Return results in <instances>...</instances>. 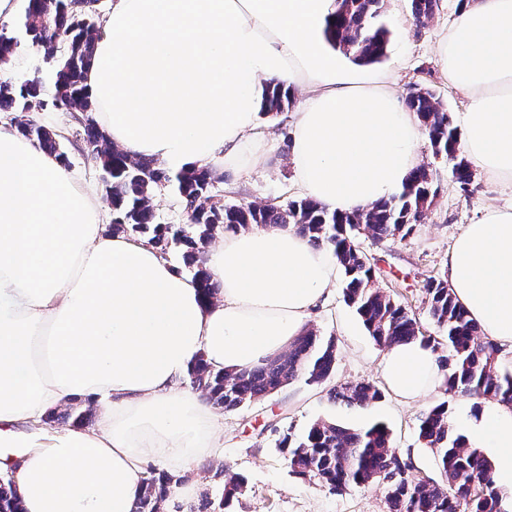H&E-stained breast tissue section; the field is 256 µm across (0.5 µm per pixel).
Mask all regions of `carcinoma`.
Listing matches in <instances>:
<instances>
[{
  "instance_id": "1",
  "label": "carcinoma",
  "mask_w": 512,
  "mask_h": 512,
  "mask_svg": "<svg viewBox=\"0 0 512 512\" xmlns=\"http://www.w3.org/2000/svg\"><path fill=\"white\" fill-rule=\"evenodd\" d=\"M383 2L336 0V12L325 29L326 39L358 63L380 62L390 36L389 29L378 23ZM409 2L411 18L423 26L439 10L440 0ZM98 3L27 0L22 29L31 46L43 51L50 65V85L40 77L1 79L0 112L23 114L52 109L71 115L73 136L94 153V161L105 174L112 232L146 234L165 255L171 245L179 247L185 267L198 279L202 298L209 302L216 298L217 285L203 267L201 253L217 230L291 225L336 258L345 276L344 299L377 346L386 350L419 339L437 353L445 391L512 404V372L499 368L501 348L481 336L479 325L458 303L447 279L433 277L424 284L428 315L443 331L441 336H426L415 314L376 286V268L360 249L361 235L373 241L403 239L422 221L437 192L430 164L415 168L398 194L362 211L340 214L307 198L285 206L227 204L223 197L212 194L216 175L210 169L172 172L151 159H130L112 146L95 119L97 106L83 85L101 24ZM19 44L17 37L0 31V66L9 64ZM292 104L290 89L270 82L265 87L261 114L276 118ZM406 106L422 124L433 156L447 160L456 186L468 191L474 179L472 164L463 156L461 134L440 97L427 86H416L406 97ZM17 132L68 164L61 135L32 121L18 122ZM167 187L174 188L186 216V222L178 226L156 222L152 200L156 192ZM336 357L335 338L326 339L308 329L286 352L251 368L213 372L200 358L191 370L190 384L204 392L215 408L230 412L299 378L308 384L326 383L334 373ZM328 396L347 406H367L381 399L382 392L373 384L360 382L333 385ZM418 437L435 457V477L415 469L394 446L383 423L351 428L320 419L301 435L283 434L278 448L292 473L332 492L341 493L351 486L383 485L387 512H512L494 488L484 455L468 447L464 437L455 432L448 401L421 415ZM176 481L168 473L149 472L141 483L136 512H162ZM0 512H24L10 480L0 482Z\"/></svg>"
}]
</instances>
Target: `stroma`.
<instances>
[{
    "mask_svg": "<svg viewBox=\"0 0 512 512\" xmlns=\"http://www.w3.org/2000/svg\"><path fill=\"white\" fill-rule=\"evenodd\" d=\"M456 4L457 0H441L434 18L419 26L410 17L408 0H386L382 21L391 36L387 54L375 68L393 72L400 95H407L418 84L431 87L457 120L462 116L464 99L448 88L438 62L439 40L457 16ZM33 120L64 136L70 170L98 201H105L101 170L87 151L70 141L73 124L69 113L38 112ZM288 122L284 115L270 121L269 129L277 141L265 166L247 175L229 167L218 170L214 193L231 204L284 205L297 199L287 162ZM419 152L423 161L432 164L439 185L425 218L405 239H365L361 247L377 268V286L411 308L423 332L435 336L439 330L427 314L423 293L426 280L443 276L448 253L464 225L478 220L484 209L512 205V184L478 173L471 192L462 193L451 181L446 160L433 158L424 141L419 144ZM308 327L336 340V369L329 384L309 385L297 380L261 402L225 413L224 430L219 436L221 456L204 459L190 469L188 476L195 481L196 490L177 501L174 512H386L380 485L353 487L336 494L296 477L275 449L279 432L289 429L299 434L318 419L353 427L381 422L389 428L394 445L422 474L431 476L436 465L431 451L418 440L419 416L442 401L447 402L453 422L475 416L473 398L448 396L440 388L413 403L389 392L383 372L384 352L370 339L342 293H335L319 307ZM363 380L383 390L380 401L365 408L347 407L327 395L329 385ZM229 472L245 477L247 488L224 507L220 501L225 498V475Z\"/></svg>",
    "mask_w": 512,
    "mask_h": 512,
    "instance_id": "35a3bbf8",
    "label": "stroma"
}]
</instances>
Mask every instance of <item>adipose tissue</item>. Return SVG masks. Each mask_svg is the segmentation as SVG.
Returning <instances> with one entry per match:
<instances>
[{
  "mask_svg": "<svg viewBox=\"0 0 512 512\" xmlns=\"http://www.w3.org/2000/svg\"><path fill=\"white\" fill-rule=\"evenodd\" d=\"M336 0H111L86 90L114 146L174 171L265 164L259 118L268 82L295 94L289 161L305 198L350 213L397 193L423 136L387 71L349 67L322 33ZM442 73L465 99L461 145L483 174L512 182V0H466L439 44ZM198 282L148 238L109 234L69 168L0 122V447L25 512H135L149 463L169 472L213 456L224 420L186 386L252 367L307 328L336 288V260L293 227L222 233ZM448 286L484 336L512 347V207L465 225ZM389 389H435V354L387 349ZM95 426L50 433L45 412L74 398ZM512 502V406L489 401L465 429Z\"/></svg>",
  "mask_w": 512,
  "mask_h": 512,
  "instance_id": "ef3b65f1",
  "label": "adipose tissue"
}]
</instances>
